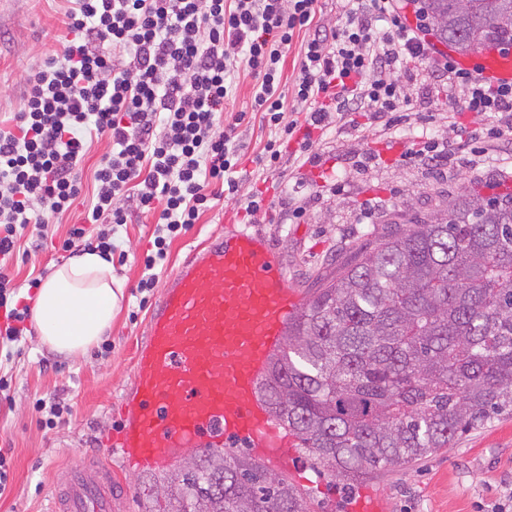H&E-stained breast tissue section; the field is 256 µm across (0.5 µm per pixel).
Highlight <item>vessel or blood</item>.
<instances>
[{
	"label": "vessel or blood",
	"mask_w": 512,
	"mask_h": 512,
	"mask_svg": "<svg viewBox=\"0 0 512 512\" xmlns=\"http://www.w3.org/2000/svg\"><path fill=\"white\" fill-rule=\"evenodd\" d=\"M478 62L482 79L512 82V53ZM303 306L277 255L248 229L192 249L168 279L138 346L123 422L110 443L132 465L163 467L208 433L246 440L262 463L282 466L287 433L260 395L289 319ZM112 469L82 463L57 483L54 512H113Z\"/></svg>",
	"instance_id": "obj_1"
}]
</instances>
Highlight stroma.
I'll use <instances>...</instances> for the list:
<instances>
[{
	"label": "stroma",
	"instance_id": "35a3bbf8",
	"mask_svg": "<svg viewBox=\"0 0 512 512\" xmlns=\"http://www.w3.org/2000/svg\"><path fill=\"white\" fill-rule=\"evenodd\" d=\"M68 7L67 0H0V120L21 109L26 75L47 59L60 58ZM394 77L412 95L407 120L392 113L377 122L366 112L328 119L312 134L297 130L276 168L266 170L253 158L270 131L250 112L253 78L237 73L227 110L246 114L236 131L242 147L240 192L218 201L172 243L167 261L155 269L159 281H166L194 247L245 224L268 240L289 287L307 299L355 247L374 243L394 225L428 219L471 190L512 192V135L493 136V114L461 111L459 92L436 78L431 62L396 69ZM307 135L313 141L308 154L301 150ZM430 140L446 145L450 155L434 168L409 158L415 145ZM111 148L105 138L92 143L79 164V196L67 212L51 218L52 243L15 266L16 285H24L32 270L48 273L66 261L53 243L70 225L83 223L95 202L94 171ZM252 199L260 203L254 214L246 211ZM154 222L133 213L122 236L127 258L113 265L112 275L123 297L104 336L108 355L92 350L68 357L41 346L35 329H27L23 351L11 362L9 396L0 399V448L9 451L13 466L0 512H50L55 476L80 460L111 465L118 508L144 512L146 472L127 465L121 450L106 440L119 424L134 380L135 348L145 339L161 296L157 289L147 294L137 289ZM39 398L70 408L71 416L45 427L34 407ZM293 455V469L279 474L301 490L310 512H349L365 492L379 495L382 512H485L512 491V416L492 420L409 468L351 485L318 474L303 449L294 448Z\"/></svg>",
	"mask_w": 512,
	"mask_h": 512
}]
</instances>
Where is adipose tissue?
<instances>
[{
    "label": "adipose tissue",
    "mask_w": 512,
    "mask_h": 512,
    "mask_svg": "<svg viewBox=\"0 0 512 512\" xmlns=\"http://www.w3.org/2000/svg\"><path fill=\"white\" fill-rule=\"evenodd\" d=\"M120 289L112 264L95 251H82L43 281L32 307L40 343L68 356L87 353L111 328Z\"/></svg>",
    "instance_id": "ef3b65f1"
}]
</instances>
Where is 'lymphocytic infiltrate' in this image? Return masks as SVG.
Listing matches in <instances>:
<instances>
[{"label":"lymphocytic infiltrate","mask_w":512,"mask_h":512,"mask_svg":"<svg viewBox=\"0 0 512 512\" xmlns=\"http://www.w3.org/2000/svg\"><path fill=\"white\" fill-rule=\"evenodd\" d=\"M63 59H48L25 78L14 124L0 125V329L6 358L19 344L30 306L10 272L26 232L48 236L50 217L80 193L78 165L93 139L112 149L95 170L96 201L84 223L60 243L113 256L126 226L124 200L157 215L140 292L155 288L156 266L172 243L211 210L220 193L234 196L239 163L235 123L224 120L235 71L255 80L251 109L271 133L256 163L275 166L285 97L320 128L330 113L400 112L409 97L392 72L429 60L464 92L467 112L500 114L512 128V84H493L437 54L422 9L408 25L402 0H346L338 24L316 19L317 0H72ZM308 31L291 88L283 58L297 32Z\"/></svg>","instance_id":"f902f5d3"}]
</instances>
